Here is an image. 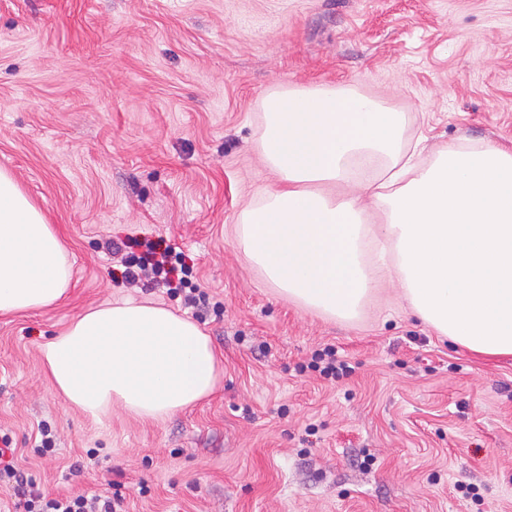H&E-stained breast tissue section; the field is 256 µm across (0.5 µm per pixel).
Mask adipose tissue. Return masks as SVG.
I'll return each mask as SVG.
<instances>
[{
    "label": "adipose tissue",
    "mask_w": 512,
    "mask_h": 512,
    "mask_svg": "<svg viewBox=\"0 0 512 512\" xmlns=\"http://www.w3.org/2000/svg\"><path fill=\"white\" fill-rule=\"evenodd\" d=\"M262 110L277 182L241 214L249 262L289 299L350 319L376 242L375 270L424 323L473 353L512 355V151L453 143L421 160L403 113L352 89L279 87ZM71 278L61 237L0 169V314L53 306ZM41 354L55 391L95 423L115 406L164 420L220 381L209 336L149 301L89 310Z\"/></svg>",
    "instance_id": "adipose-tissue-1"
}]
</instances>
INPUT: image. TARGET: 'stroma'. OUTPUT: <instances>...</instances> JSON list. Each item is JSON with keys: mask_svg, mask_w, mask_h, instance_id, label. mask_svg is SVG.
Listing matches in <instances>:
<instances>
[{"mask_svg": "<svg viewBox=\"0 0 512 512\" xmlns=\"http://www.w3.org/2000/svg\"><path fill=\"white\" fill-rule=\"evenodd\" d=\"M289 85L383 99L433 149L511 151L512 0H0V167L73 263L59 303L0 315V435L45 493L115 484L127 512H512V356L439 336L396 280L343 321L246 260L241 213L275 181L261 101ZM159 240L221 310L130 285L108 250ZM124 299L210 336L214 395L162 421L116 407L101 425L65 404L42 344ZM327 346L346 375L313 368ZM43 427L50 458L32 454Z\"/></svg>", "mask_w": 512, "mask_h": 512, "instance_id": "obj_1", "label": "stroma"}]
</instances>
